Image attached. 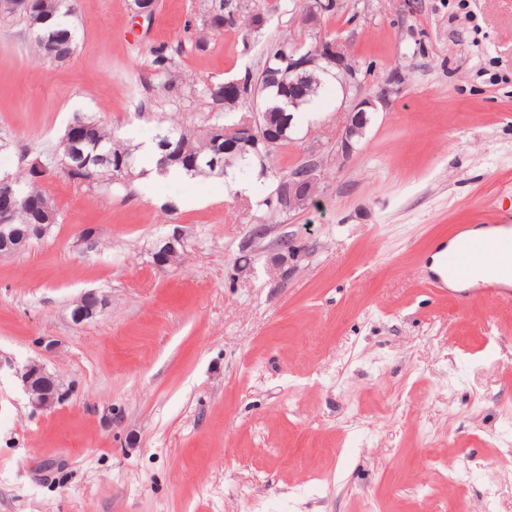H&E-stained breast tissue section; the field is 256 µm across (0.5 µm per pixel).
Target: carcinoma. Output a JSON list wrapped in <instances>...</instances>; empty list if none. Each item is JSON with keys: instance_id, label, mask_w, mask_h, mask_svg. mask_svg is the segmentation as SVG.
<instances>
[{"instance_id": "carcinoma-1", "label": "carcinoma", "mask_w": 512, "mask_h": 512, "mask_svg": "<svg viewBox=\"0 0 512 512\" xmlns=\"http://www.w3.org/2000/svg\"><path fill=\"white\" fill-rule=\"evenodd\" d=\"M35 9L31 12L6 10L21 21L30 36V50L38 61L64 62L70 59L77 48V35L74 26L67 23L72 16V0H33ZM223 20L236 26L241 17L226 18L224 0L211 5L205 25L206 34L216 36L224 31L217 25ZM57 46L59 53L50 56V46ZM295 41L288 38L269 42L258 78L244 73V87L247 98L256 100V112L265 116V123L279 126L293 123L294 113L301 111L319 94L323 86L325 72L309 70L295 78L294 92L298 100L290 104L279 94L277 86L270 81L269 73L281 66L280 59L290 54ZM149 76L144 79L143 89L154 93L158 98L180 99L186 95L208 98L212 110L201 124L196 125L174 115L167 124L159 128L155 146L158 153L149 158L162 173L177 172L189 177H227L229 170L252 169L259 167L261 174L268 173L266 161L271 151L262 154L251 148L244 151H229L230 141H216V132L226 131L232 123L221 109L223 98L206 83H195L186 78L172 54L165 45H155L147 49ZM87 130L80 144L70 143V132H65L55 146L51 159L19 166L8 174L9 181L16 191V202L12 229L15 233L24 232L30 224H59L61 216L52 199L41 185L48 169H64L68 163L76 170L68 177L77 180L86 173L93 174V187L100 193L119 192L127 189L134 179L142 176L139 169L143 157L137 148L126 143L115 134L105 122L91 116H81Z\"/></svg>"}]
</instances>
